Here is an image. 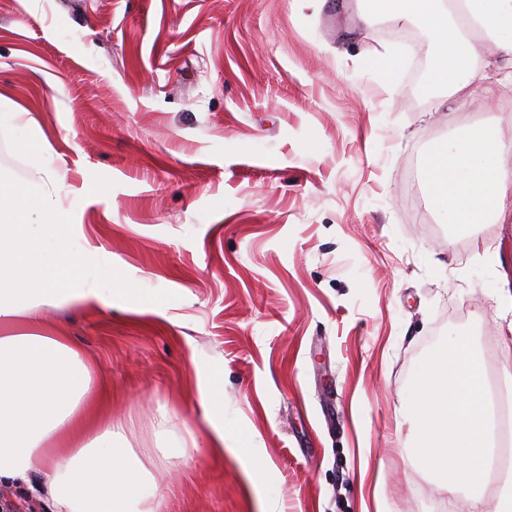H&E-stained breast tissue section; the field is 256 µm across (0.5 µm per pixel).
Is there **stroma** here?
<instances>
[{
	"label": "stroma",
	"instance_id": "obj_1",
	"mask_svg": "<svg viewBox=\"0 0 512 512\" xmlns=\"http://www.w3.org/2000/svg\"><path fill=\"white\" fill-rule=\"evenodd\" d=\"M403 29L362 0H0V94L29 116L0 127V179L64 171V248H97L106 293L45 323L141 459L163 411L197 442L155 473L163 512L468 510L408 458L409 390L470 328L512 396V219L449 224L422 162L474 132L511 140L512 83L487 40L481 78L418 100L435 44ZM217 380L220 452L199 402Z\"/></svg>",
	"mask_w": 512,
	"mask_h": 512
}]
</instances>
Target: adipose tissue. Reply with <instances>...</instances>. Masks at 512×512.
<instances>
[{
	"mask_svg": "<svg viewBox=\"0 0 512 512\" xmlns=\"http://www.w3.org/2000/svg\"><path fill=\"white\" fill-rule=\"evenodd\" d=\"M473 31L497 39L512 31V0H463ZM368 15L417 22L432 36V81L450 91L463 74L483 69L481 51L461 35L444 0H365ZM512 140L476 134L431 148L426 183L449 223L479 224L512 207V169L502 156ZM61 171L45 172L33 192L0 181L11 199L0 212V483L30 484L51 512H160L154 472L171 458L189 456L160 413L154 457L142 461L121 427L98 419L101 395L93 368L69 337L49 333L46 308H68L100 298L84 264L60 248L71 232L56 223L64 207Z\"/></svg>",
	"mask_w": 512,
	"mask_h": 512,
	"instance_id": "obj_1",
	"label": "adipose tissue"
}]
</instances>
